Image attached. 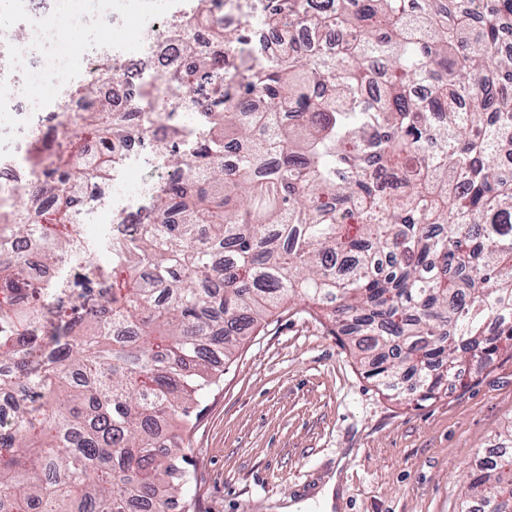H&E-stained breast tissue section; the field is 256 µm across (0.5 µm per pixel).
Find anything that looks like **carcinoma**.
Here are the masks:
<instances>
[{
    "label": "carcinoma",
    "instance_id": "obj_1",
    "mask_svg": "<svg viewBox=\"0 0 512 512\" xmlns=\"http://www.w3.org/2000/svg\"><path fill=\"white\" fill-rule=\"evenodd\" d=\"M166 39L171 111L137 89L140 131L172 171L156 222L97 236L75 222L88 188L122 166L130 123L96 96L73 134L32 161L37 185L0 210V512H167L191 474L172 423L191 422L222 363L296 299L329 312L367 378L419 401L512 352V0H234L246 27L187 0ZM328 30L357 43L338 70L294 47ZM284 31L271 48L257 30ZM204 30L226 54L199 49ZM384 74L370 93L376 71ZM433 88L431 105L411 93ZM195 113L193 136L174 112ZM296 118L288 120L280 111ZM91 141L96 154L82 157ZM402 176L386 195L380 179ZM49 195L52 208L40 205ZM30 244L50 279L26 275ZM109 261H98L100 255ZM74 289L52 321L45 305ZM470 512H512V426L468 483Z\"/></svg>",
    "mask_w": 512,
    "mask_h": 512
}]
</instances>
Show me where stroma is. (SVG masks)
Masks as SVG:
<instances>
[{
	"mask_svg": "<svg viewBox=\"0 0 512 512\" xmlns=\"http://www.w3.org/2000/svg\"><path fill=\"white\" fill-rule=\"evenodd\" d=\"M470 372L431 401L388 396L324 312L281 309L246 335L184 434L190 512H459L512 424V354Z\"/></svg>",
	"mask_w": 512,
	"mask_h": 512,
	"instance_id": "1",
	"label": "stroma"
}]
</instances>
